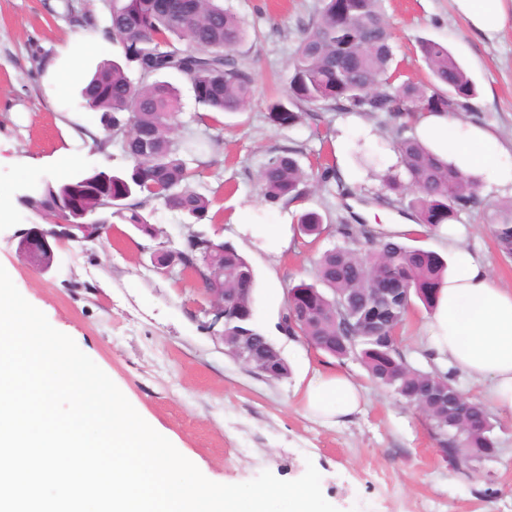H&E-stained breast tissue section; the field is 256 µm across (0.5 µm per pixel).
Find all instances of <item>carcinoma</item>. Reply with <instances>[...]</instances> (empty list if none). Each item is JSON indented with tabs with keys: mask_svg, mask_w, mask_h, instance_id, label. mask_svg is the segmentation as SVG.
I'll list each match as a JSON object with an SVG mask.
<instances>
[{
	"mask_svg": "<svg viewBox=\"0 0 512 512\" xmlns=\"http://www.w3.org/2000/svg\"><path fill=\"white\" fill-rule=\"evenodd\" d=\"M321 2L317 18L302 31L289 56L287 88L270 104L269 120L292 127L300 122L303 108L319 106L388 113L403 173L385 174V186L409 197L407 208L429 231L458 221L472 207L480 180L461 173L413 134L412 118L424 111H468L478 95L475 83L446 46L428 39L421 41L420 51L431 72L429 84L398 82L383 0H348L349 14L365 25L362 39L339 15L336 0ZM107 34L120 48L119 60L100 63L80 94L88 107L101 113L105 134L97 149L117 143L132 166L44 181L22 205L55 216L70 207L97 213L110 204L107 221L117 218L155 238L158 230L146 211L161 203L184 216L182 253L200 274L208 273L207 257L224 251V282L213 284L224 288V304L232 309L252 305L255 272L233 245L201 229L213 223L215 198L193 185L203 146L219 141L221 134L176 137L182 102L179 89L168 81L179 76L189 83L195 102L203 107L192 117L194 122L216 124L217 115L244 110L254 80L236 56L246 38L243 22L218 0H124L112 5ZM299 154L296 148L285 149L260 167L256 182L265 204L299 205L308 198L311 181L323 185L334 177L330 167L306 173ZM297 223L303 235L314 239L325 230L323 216L314 210L302 212ZM337 231L344 245L321 255L315 281L288 288V318L320 350L340 361L356 358L371 381L421 408L442 438L440 452L458 472H469L484 452L495 451L490 413L481 403L460 398L452 374L434 364L428 371L413 367L397 346L383 354L381 337L362 332L368 321L387 326L406 315V305L397 300L372 308L374 280L403 281L408 301L416 299L430 311L447 261L365 224H341ZM493 232L498 251L511 257L512 202L496 211ZM245 288L250 292H243ZM252 334L264 363L274 365L279 377L287 376L290 367L274 341L256 326Z\"/></svg>",
	"mask_w": 512,
	"mask_h": 512,
	"instance_id": "1",
	"label": "carcinoma"
}]
</instances>
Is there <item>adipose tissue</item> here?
Here are the masks:
<instances>
[{
  "instance_id": "obj_1",
  "label": "adipose tissue",
  "mask_w": 512,
  "mask_h": 512,
  "mask_svg": "<svg viewBox=\"0 0 512 512\" xmlns=\"http://www.w3.org/2000/svg\"><path fill=\"white\" fill-rule=\"evenodd\" d=\"M471 31L497 39L512 16V0H452ZM417 137L482 187L512 185V148L486 127L446 112L421 113ZM451 264L426 325L435 362L467 376L481 395L512 414V286L498 284L485 258L451 244ZM365 400L359 382L343 371L321 373L305 385L306 412L327 423L350 419Z\"/></svg>"
}]
</instances>
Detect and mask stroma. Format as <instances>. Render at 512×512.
<instances>
[{"instance_id":"1","label":"stroma","mask_w":512,"mask_h":512,"mask_svg":"<svg viewBox=\"0 0 512 512\" xmlns=\"http://www.w3.org/2000/svg\"><path fill=\"white\" fill-rule=\"evenodd\" d=\"M69 0H0V266L24 298L49 323L70 336L118 386L143 419L166 437L211 481H249L261 471L282 480L300 478L314 464L325 498L339 512H512V415L493 412L496 455L458 474L440 451L430 420L390 389L372 383L355 358L337 360L280 333L278 322L290 285L312 281L314 262L340 245V224L374 230L402 212L382 177L396 168L386 114L365 115L360 125L327 108L306 109L293 127L267 117L269 101L282 95L287 59L303 29L317 16L320 0H220L249 34L237 54L254 76L246 111L223 116V137L200 168V191L218 189L217 217L207 225L214 238L231 242L256 274V324L288 361V377L255 374L224 350L210 328L208 301L187 277L154 267L155 249L180 247L183 217L155 204L149 221L158 238L113 221L93 241L54 243V263L41 272L16 251L15 235L52 218L23 207L18 198L44 181L73 170L129 167L119 145L99 151V113L89 111L78 88L100 61L119 49L105 35L107 0H90L96 25L78 26ZM395 59L404 79L426 83L419 50L428 38L448 47L478 90L472 121L512 141V23L490 41L467 30L451 0H384ZM90 50H75L78 40ZM301 150L306 171L333 166L336 177L315 187L306 209L324 217L320 239L297 234L295 207L264 204L256 185L259 167L280 150ZM512 201V186L479 190L478 203L417 246L447 254L448 242L482 254L497 281L512 284V258L501 255L490 230L498 205ZM427 312L414 304L400 330L408 362L425 370ZM354 375L366 401L340 424H325L303 409L302 387L316 369Z\"/></svg>"}]
</instances>
